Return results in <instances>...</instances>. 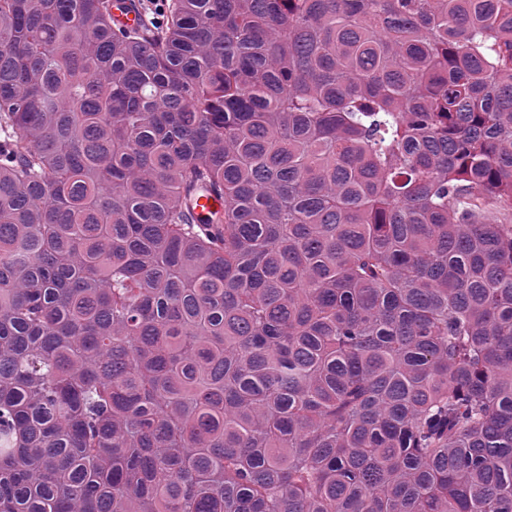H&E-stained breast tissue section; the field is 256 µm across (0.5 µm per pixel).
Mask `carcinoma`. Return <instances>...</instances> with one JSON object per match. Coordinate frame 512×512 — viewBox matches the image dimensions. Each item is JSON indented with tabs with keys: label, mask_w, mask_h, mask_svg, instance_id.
Masks as SVG:
<instances>
[{
	"label": "carcinoma",
	"mask_w": 512,
	"mask_h": 512,
	"mask_svg": "<svg viewBox=\"0 0 512 512\" xmlns=\"http://www.w3.org/2000/svg\"><path fill=\"white\" fill-rule=\"evenodd\" d=\"M112 2L0 0V512H512V0Z\"/></svg>",
	"instance_id": "cac0c4a2"
}]
</instances>
